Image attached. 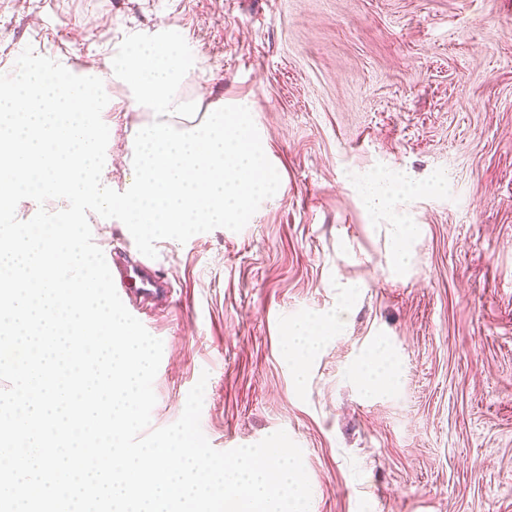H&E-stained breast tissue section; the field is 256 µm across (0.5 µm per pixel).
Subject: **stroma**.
I'll return each mask as SVG.
<instances>
[{
  "mask_svg": "<svg viewBox=\"0 0 512 512\" xmlns=\"http://www.w3.org/2000/svg\"><path fill=\"white\" fill-rule=\"evenodd\" d=\"M166 30L196 57L182 98L247 102L281 184L242 231L157 242L170 294L138 316L163 342L153 427L203 378L211 446L285 430L310 512H512V0H0V74L28 46L94 67L120 191L148 115L112 57ZM381 172L405 174L395 209L423 227L401 274L358 192ZM89 222L110 259L141 261L120 224ZM349 282L295 386L289 322L332 313ZM377 344L394 385L368 392L355 369Z\"/></svg>",
  "mask_w": 512,
  "mask_h": 512,
  "instance_id": "1",
  "label": "stroma"
}]
</instances>
